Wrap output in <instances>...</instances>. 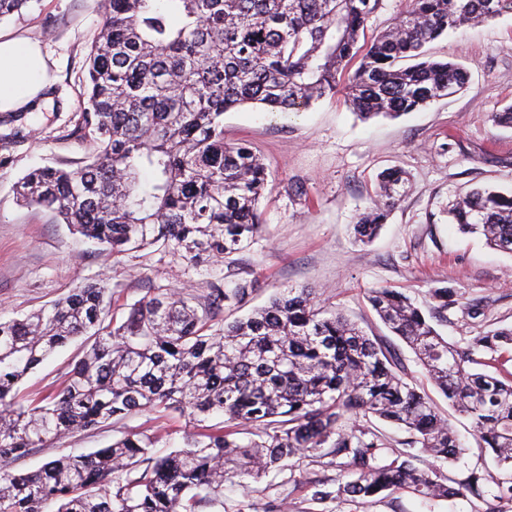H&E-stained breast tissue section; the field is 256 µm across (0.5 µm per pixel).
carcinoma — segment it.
<instances>
[{"instance_id":"1","label":"carcinoma","mask_w":512,"mask_h":512,"mask_svg":"<svg viewBox=\"0 0 512 512\" xmlns=\"http://www.w3.org/2000/svg\"><path fill=\"white\" fill-rule=\"evenodd\" d=\"M380 2L106 0L79 119L98 151L75 170L28 172L16 198L51 209L114 254L158 247L210 265L242 251L264 230L268 174L252 147L224 141L225 112L246 104L298 112L341 92L364 120L400 117L468 84L460 63L424 58L426 43L512 13V0H408L361 46ZM407 185L401 170L380 175L354 225L359 241L378 235ZM451 214L461 232L512 253V193L476 189ZM253 292L249 281H215L204 294L156 288L118 318L99 279L23 319H0V512H206L223 504L224 481L279 471L298 456H331L353 476L335 491L327 479L308 481L313 501L399 490L483 496L487 474L457 482L435 465L453 463L462 448L390 346L308 287L215 322ZM368 301L470 419L496 466L512 470V371H487L512 362V327L450 345L433 325L448 322L450 288L431 289L425 310L391 288L371 289ZM80 336L82 355L63 386L22 401L18 383ZM144 411L178 413L195 432L163 457L155 437L130 433L32 472L12 468L37 449ZM349 415L408 436L396 447L368 426H346ZM238 424L255 439L238 442Z\"/></svg>"}]
</instances>
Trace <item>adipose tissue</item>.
I'll return each mask as SVG.
<instances>
[{"instance_id":"ef3b65f1","label":"adipose tissue","mask_w":512,"mask_h":512,"mask_svg":"<svg viewBox=\"0 0 512 512\" xmlns=\"http://www.w3.org/2000/svg\"><path fill=\"white\" fill-rule=\"evenodd\" d=\"M46 64L38 44L0 34V112H31L46 99Z\"/></svg>"}]
</instances>
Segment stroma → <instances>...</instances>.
Here are the masks:
<instances>
[{
  "instance_id": "obj_1",
  "label": "stroma",
  "mask_w": 512,
  "mask_h": 512,
  "mask_svg": "<svg viewBox=\"0 0 512 512\" xmlns=\"http://www.w3.org/2000/svg\"><path fill=\"white\" fill-rule=\"evenodd\" d=\"M105 0H34L30 9L0 23V32L39 44L52 83L40 111L0 112V318H20L66 296L76 285L107 279L115 310L150 288L203 291L221 280L226 287L253 282L247 305H264L286 288L317 289L371 336L387 339L410 379L424 384L414 354L379 321L367 294L388 287L425 301L429 289L448 286L453 304L441 333L449 342L512 326V254L478 236L461 233L449 207L478 186L512 191V128L493 116L512 104V14L428 44L436 59L463 64L470 80L459 94L431 102L397 119L361 120L343 96L299 112L250 106L224 115V138L249 144L269 171L261 204L265 233L249 247L208 267L161 249L116 256L73 233L49 210L19 205L14 183L45 165L68 170L94 151L78 132L85 97L86 56L100 31ZM405 170L410 185L381 234L370 244L355 241L353 224L377 189V175ZM72 341L29 373L22 398L58 386L76 360ZM436 402L463 450L449 466L464 480L482 469L493 480L483 497L468 494L428 500L399 492L380 500L340 498L315 502L303 480L333 478L340 469L329 458L296 457L280 472L224 484L222 512H255V504H287L288 512H512L498 501L497 471L480 448L467 418ZM155 436L157 450L179 447L191 428L187 419L141 413L118 423L82 431L38 450L16 464L37 470L70 452L102 448L128 432Z\"/></svg>"
}]
</instances>
